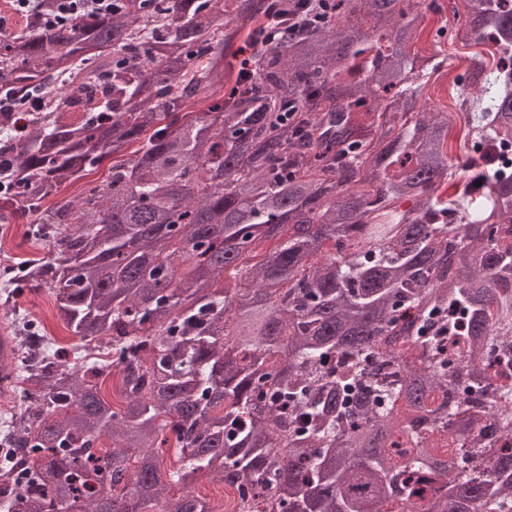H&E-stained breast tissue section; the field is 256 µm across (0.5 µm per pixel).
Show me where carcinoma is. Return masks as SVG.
<instances>
[{"label":"carcinoma","instance_id":"1","mask_svg":"<svg viewBox=\"0 0 512 512\" xmlns=\"http://www.w3.org/2000/svg\"><path fill=\"white\" fill-rule=\"evenodd\" d=\"M53 3L0 36V83L40 93L22 132L0 123V210L35 215L48 253L20 276L90 362L55 352L23 374L0 512H213L170 496L198 474L229 484L233 512L512 504V396L483 406L512 352V67L467 68L485 168L453 199L448 120L410 53L420 0H336L324 21L294 0H119L50 30ZM463 8L467 44L486 0ZM270 10L305 22L259 54L254 88L183 112L224 74L222 24Z\"/></svg>","mask_w":512,"mask_h":512}]
</instances>
